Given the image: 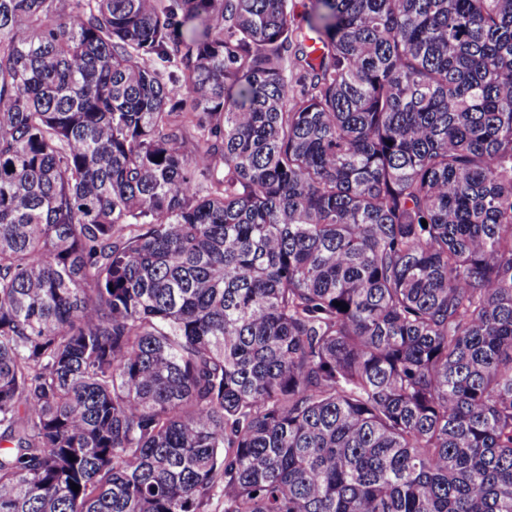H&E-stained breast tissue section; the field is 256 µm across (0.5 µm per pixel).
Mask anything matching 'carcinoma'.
<instances>
[{
    "label": "carcinoma",
    "mask_w": 512,
    "mask_h": 512,
    "mask_svg": "<svg viewBox=\"0 0 512 512\" xmlns=\"http://www.w3.org/2000/svg\"><path fill=\"white\" fill-rule=\"evenodd\" d=\"M308 24L0 0V512H512V0Z\"/></svg>",
    "instance_id": "carcinoma-1"
}]
</instances>
